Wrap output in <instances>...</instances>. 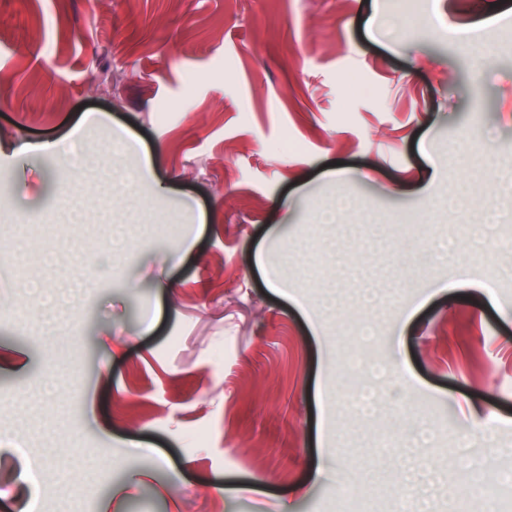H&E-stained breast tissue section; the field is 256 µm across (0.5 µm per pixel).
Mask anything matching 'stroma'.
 I'll return each mask as SVG.
<instances>
[{"mask_svg":"<svg viewBox=\"0 0 512 512\" xmlns=\"http://www.w3.org/2000/svg\"><path fill=\"white\" fill-rule=\"evenodd\" d=\"M442 10L0 0V512H98L134 471L116 512H459L460 464H512V0ZM49 140L92 157L63 197L12 151ZM431 171L471 206L426 213Z\"/></svg>","mask_w":512,"mask_h":512,"instance_id":"stroma-1","label":"stroma"}]
</instances>
